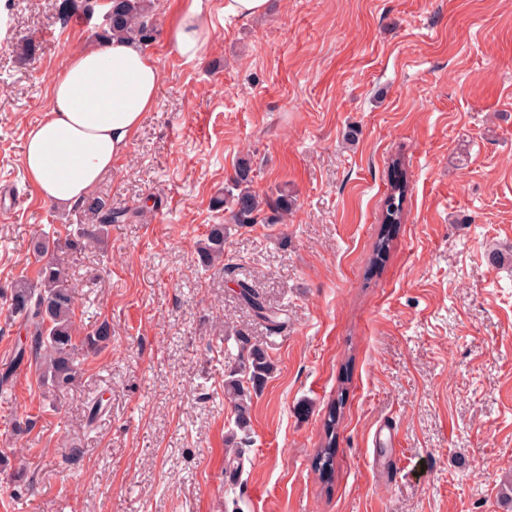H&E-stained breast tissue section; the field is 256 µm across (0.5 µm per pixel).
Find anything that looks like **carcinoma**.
Returning a JSON list of instances; mask_svg holds the SVG:
<instances>
[{"instance_id":"carcinoma-1","label":"carcinoma","mask_w":512,"mask_h":512,"mask_svg":"<svg viewBox=\"0 0 512 512\" xmlns=\"http://www.w3.org/2000/svg\"><path fill=\"white\" fill-rule=\"evenodd\" d=\"M156 32L152 5L149 0H112V6L106 18V28L99 38L123 37L147 44L153 41ZM392 191L386 196L381 223L399 224L402 221L403 204L406 199L408 180L400 167L399 160L389 165ZM250 168L247 163L238 165L232 186L225 191L217 205L230 206L235 224H251L261 209V202L248 187ZM99 224L95 225L96 234L108 231V226L125 220V214L104 208L99 201L90 204ZM62 250L57 241L36 238L33 251L46 258L38 272V280L30 284L25 280L17 281L10 290V316L17 318L29 333L27 341L16 346L10 364L0 369V390H5L11 381L14 370L26 361H35L41 370L43 395L58 396L76 379L79 370V355L95 354L112 340V328L101 324L93 333L77 340L74 323V288L69 284L66 266L55 253ZM198 257L205 266H211L224 257V225L211 227L198 247ZM243 288L244 299L252 306L256 315L278 326L271 313L260 300L259 295L247 284ZM251 364L245 379L230 375L226 381L229 395L236 399V406L246 408L243 397L250 389L258 388L270 370L264 353L257 347L250 348ZM335 415H330L324 425L325 441L318 455L330 461L336 448Z\"/></svg>"}]
</instances>
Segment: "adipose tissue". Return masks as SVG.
Here are the masks:
<instances>
[{
    "instance_id": "obj_1",
    "label": "adipose tissue",
    "mask_w": 512,
    "mask_h": 512,
    "mask_svg": "<svg viewBox=\"0 0 512 512\" xmlns=\"http://www.w3.org/2000/svg\"><path fill=\"white\" fill-rule=\"evenodd\" d=\"M200 0L187 6L168 29L173 51L201 60L212 27ZM160 72L151 53L126 38H112L73 53L51 82L52 105L28 133L22 166L47 202L83 203L111 170L154 106Z\"/></svg>"
}]
</instances>
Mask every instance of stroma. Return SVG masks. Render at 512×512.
<instances>
[{
	"instance_id": "stroma-1",
	"label": "stroma",
	"mask_w": 512,
	"mask_h": 512,
	"mask_svg": "<svg viewBox=\"0 0 512 512\" xmlns=\"http://www.w3.org/2000/svg\"><path fill=\"white\" fill-rule=\"evenodd\" d=\"M182 7L154 0L158 99L88 194L132 218L82 237L87 203L43 201L21 155L105 10L0 0V364L25 334L8 297L36 279L40 236L73 242L79 334L112 328L57 399L32 363L0 395V512H512V262L489 260L512 247V0H269L247 22L202 0L199 62L167 41ZM396 156L405 216L375 269ZM242 160L263 201L289 196L287 223L216 206ZM215 224L224 260L206 268ZM251 345L273 369L242 428L224 382ZM385 425L396 447L375 442ZM198 257L204 266H211L224 257V225L215 224L211 227L198 247Z\"/></svg>"
}]
</instances>
